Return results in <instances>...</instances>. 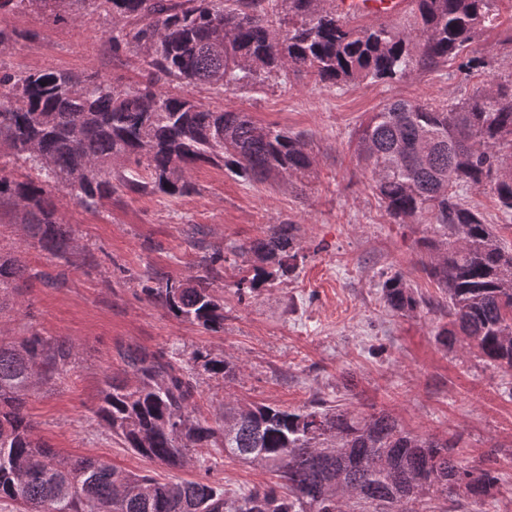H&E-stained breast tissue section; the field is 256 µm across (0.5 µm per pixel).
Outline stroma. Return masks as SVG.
I'll use <instances>...</instances> for the list:
<instances>
[{"label":"stroma","instance_id":"obj_1","mask_svg":"<svg viewBox=\"0 0 512 512\" xmlns=\"http://www.w3.org/2000/svg\"><path fill=\"white\" fill-rule=\"evenodd\" d=\"M497 8L499 27L471 51L490 56L493 74L505 75L512 72V0H498ZM112 26L111 15L93 4L64 21L0 7V31L19 36L0 52V69L64 68L137 85L146 75L144 59L134 50L113 53ZM473 87L454 61L397 81L334 90L307 75L254 95L196 87L194 96L207 108L246 112L260 124L308 134L310 176L245 183L201 165L192 172L195 192L184 197L138 195L120 186L89 209L56 193L59 221L77 241L65 259L23 239L18 212L0 204V248L18 252L36 274L20 281L17 301L0 311V337L18 341L37 333L75 346L67 374L25 398L38 437L63 456L96 457L123 471L206 479L238 492L270 484L268 471L220 448L197 449L189 466L167 468L125 448L94 415L106 376L123 375L118 350L203 348L238 367L231 380L199 373L204 416L215 417L228 397L289 409L321 397L354 413L385 411L404 430L454 439L460 458L491 467L498 488L484 512H512V370L489 366L465 342L440 346L446 302L421 270L417 241L424 227L392 223L352 148L359 123L384 103L443 105ZM461 198L512 247V218L497 208L491 184L464 187ZM281 222L298 226L303 262L291 276L239 295L237 247ZM204 247L224 256L211 282L224 303L218 332L176 318L141 291L148 270L177 281L193 274ZM394 273L429 307L409 314L387 309L380 285Z\"/></svg>","mask_w":512,"mask_h":512}]
</instances>
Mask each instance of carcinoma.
I'll use <instances>...</instances> for the list:
<instances>
[{
    "label": "carcinoma",
    "mask_w": 512,
    "mask_h": 512,
    "mask_svg": "<svg viewBox=\"0 0 512 512\" xmlns=\"http://www.w3.org/2000/svg\"><path fill=\"white\" fill-rule=\"evenodd\" d=\"M58 18H76L93 3L134 27L112 29V51L133 48L149 67L145 81L124 87L93 73L65 69L0 75V148L22 162L26 179L0 175V202L21 212L26 237L65 258L72 233L56 218L52 191L87 208L112 194L114 164L132 192L177 198L195 191L191 171L222 167L244 182L305 177L312 157L305 135L255 122L245 112L202 107L188 87L258 93L310 74L336 87L392 81L414 70L463 59L471 43L499 26L496 0H413L414 28L350 27L326 0H3ZM280 26L268 24L269 14ZM183 91L167 94L159 83ZM370 188L396 224H425L422 270L448 298V323L437 333L452 348L458 337L496 368L512 370V249L460 190L491 183L499 210L512 214V73L490 79L445 106L397 100L371 112L354 137ZM298 228L282 223L239 248L248 275L236 284L253 293L298 267ZM224 260L200 257L181 281L145 274L151 303L206 331L224 327V305L211 280ZM28 267L0 251V311L19 294ZM382 299L396 312L426 305L399 274ZM73 346L37 333L0 341V499L35 512H416L430 493L482 505L497 487L489 468L453 454L456 443L404 431L385 412L338 411L321 398L302 409L264 403L222 404L216 427L196 407L191 366L229 378L235 364L202 350L120 352L134 381H107L95 414L132 452L173 468L196 448L259 465L273 485L230 495L204 481L162 482L126 473L93 457L59 455L37 437L25 397L66 370Z\"/></svg>",
    "instance_id": "carcinoma-1"
}]
</instances>
